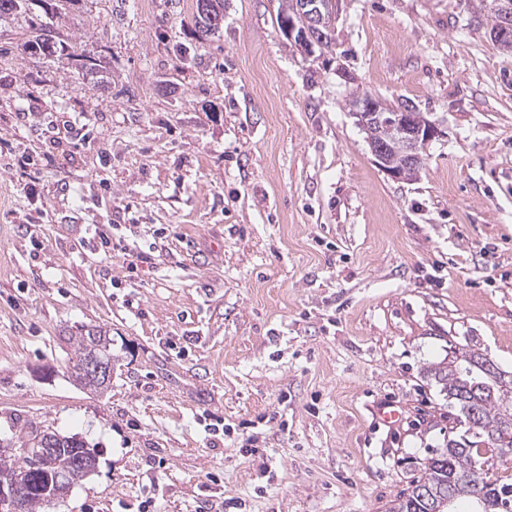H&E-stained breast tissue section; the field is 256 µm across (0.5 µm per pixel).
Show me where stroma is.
Here are the masks:
<instances>
[{"instance_id":"stroma-1","label":"stroma","mask_w":512,"mask_h":512,"mask_svg":"<svg viewBox=\"0 0 512 512\" xmlns=\"http://www.w3.org/2000/svg\"><path fill=\"white\" fill-rule=\"evenodd\" d=\"M279 4L224 0L203 42L195 0H78L49 20L69 58L0 17V442L49 427L98 459L41 512H387L448 441L425 368L454 341L512 372L488 5L341 0L307 57ZM366 92L439 127L415 179L375 164ZM95 326L102 393L66 342Z\"/></svg>"}]
</instances>
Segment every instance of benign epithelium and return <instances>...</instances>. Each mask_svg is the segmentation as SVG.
Instances as JSON below:
<instances>
[{"instance_id": "1", "label": "benign epithelium", "mask_w": 512, "mask_h": 512, "mask_svg": "<svg viewBox=\"0 0 512 512\" xmlns=\"http://www.w3.org/2000/svg\"><path fill=\"white\" fill-rule=\"evenodd\" d=\"M340 0H296L295 18L288 19L282 29L288 40L294 43L300 53L311 56L314 47L323 46L335 26ZM499 16L493 31L496 44L505 51H512V3L509 0H495ZM352 115L366 134V140L374 162L394 179H412L417 176L423 163L426 146L441 135L435 123L429 121L410 107H401L389 113L383 112V105L370 93H364L353 103ZM114 366L92 352L85 356L71 370L73 377L95 380L108 386L112 382ZM462 373L472 377L488 379L485 388L491 389L512 380V375L498 367L486 354L473 357L463 367ZM71 450L73 465L90 473L97 461L93 453L80 447V440H68L58 434L39 430L37 438L22 445L19 451L31 457V471H47L57 466V458L64 450ZM72 485L67 478H55L54 486L41 492V496L52 500L66 496ZM33 496L31 475L17 472L0 473V512H28Z\"/></svg>"}]
</instances>
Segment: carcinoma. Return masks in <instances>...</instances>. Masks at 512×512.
I'll use <instances>...</instances> for the list:
<instances>
[{"instance_id":"cac0c4a2","label":"carcinoma","mask_w":512,"mask_h":512,"mask_svg":"<svg viewBox=\"0 0 512 512\" xmlns=\"http://www.w3.org/2000/svg\"><path fill=\"white\" fill-rule=\"evenodd\" d=\"M50 3L52 12L66 8L77 0H0V17L11 15L34 3ZM199 26L197 36L205 40L217 33L222 23L213 22L208 14L197 10ZM74 347L77 359H82L95 349L102 356L112 358V337L105 331L92 328L78 336L68 337ZM429 374L441 391L448 397V403L458 408L459 413L469 405L477 410L476 434L466 439H448L445 447L432 452L426 459L423 474L417 477L407 492L399 496L389 512H416L417 493L423 488L444 491L453 496L451 512H456L459 503L466 502L470 512H512V483L493 479L489 470L475 473L472 461L478 458L490 460L512 452V383L494 388L471 403L474 383L481 378L463 375L458 365L442 360L431 367ZM28 468V460L20 455L0 449V470H23Z\"/></svg>"}]
</instances>
